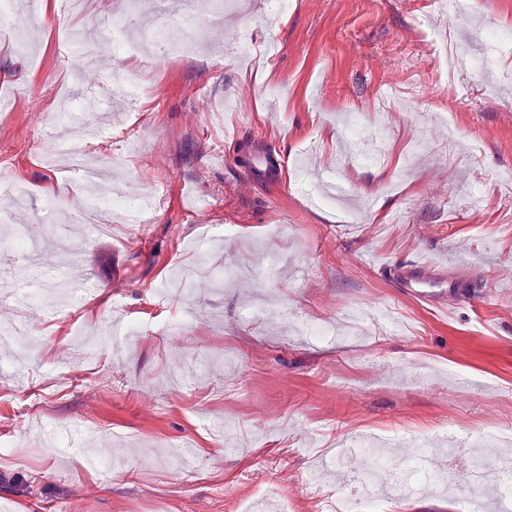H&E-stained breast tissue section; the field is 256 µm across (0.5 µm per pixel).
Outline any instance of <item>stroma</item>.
Listing matches in <instances>:
<instances>
[{"mask_svg": "<svg viewBox=\"0 0 512 512\" xmlns=\"http://www.w3.org/2000/svg\"><path fill=\"white\" fill-rule=\"evenodd\" d=\"M129 2L91 0L77 19L56 7L21 29L0 16V98L17 102L0 111V177L25 195L12 225L50 254L49 225L34 214L50 197L69 216L67 278L93 280L94 291L59 300L87 322L97 352L85 362L65 324L30 317L27 385L0 375L6 512H232L261 490L312 512L315 495L350 492L311 489L313 461L365 467L339 456L352 437L467 448L512 432V55L472 76L491 29H512V0L453 18L431 0H292L282 15L269 0H236L223 25L192 31L181 14ZM126 12L140 31L192 43L148 69L101 39L111 56L98 74L140 84L138 111L105 108L74 82L78 59L64 42ZM245 28L256 46L275 45L250 69L231 52ZM450 41L467 50L463 96L435 82ZM63 86L105 113L108 139L80 129L76 144L105 166L123 157L120 189L148 197L149 223L93 226L89 207L103 194L63 183V158L44 163ZM354 113L360 150L386 142L381 163L339 157ZM229 129L241 143L228 142ZM266 133L281 159L276 185L261 188L238 166ZM305 168L341 179L350 205H310ZM417 254L466 278L472 300L443 312L393 288L381 262ZM227 267L236 276L222 277ZM252 306L258 315L245 317ZM118 311L140 325L134 345L102 341ZM307 321L332 332L305 335ZM227 416L232 448L219 427ZM65 426L124 465L96 472L86 453L47 450L46 433Z\"/></svg>", "mask_w": 512, "mask_h": 512, "instance_id": "1", "label": "stroma"}]
</instances>
